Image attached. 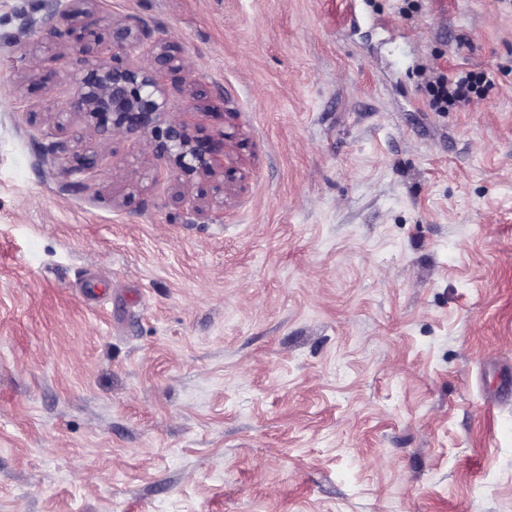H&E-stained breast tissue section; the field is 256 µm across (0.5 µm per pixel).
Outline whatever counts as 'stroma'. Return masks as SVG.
<instances>
[{"label":"stroma","mask_w":512,"mask_h":512,"mask_svg":"<svg viewBox=\"0 0 512 512\" xmlns=\"http://www.w3.org/2000/svg\"><path fill=\"white\" fill-rule=\"evenodd\" d=\"M67 5L0 0V512H512V0ZM125 16L202 211L139 136L49 150ZM481 81V76L473 72H458L449 76L437 68L426 83L431 109L446 112L450 107L469 105L480 96Z\"/></svg>","instance_id":"35a3bbf8"}]
</instances>
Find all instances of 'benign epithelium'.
I'll use <instances>...</instances> for the list:
<instances>
[{"label":"benign epithelium","instance_id":"benign-epithelium-1","mask_svg":"<svg viewBox=\"0 0 512 512\" xmlns=\"http://www.w3.org/2000/svg\"><path fill=\"white\" fill-rule=\"evenodd\" d=\"M150 38L148 28L136 18L113 20L110 48L124 51L146 44L145 63L115 67L97 59L81 78L77 95L58 109L81 116L98 136L91 152L78 155L80 169L90 170L103 160L110 138L136 134L149 153L175 169L182 186L198 185L197 198L208 195V185L219 194L224 185L212 184L216 176L213 160L223 143L191 138L185 125L168 110L156 74L181 66V60L171 53L169 43L162 39L152 42ZM195 199L189 203L195 204Z\"/></svg>","mask_w":512,"mask_h":512}]
</instances>
